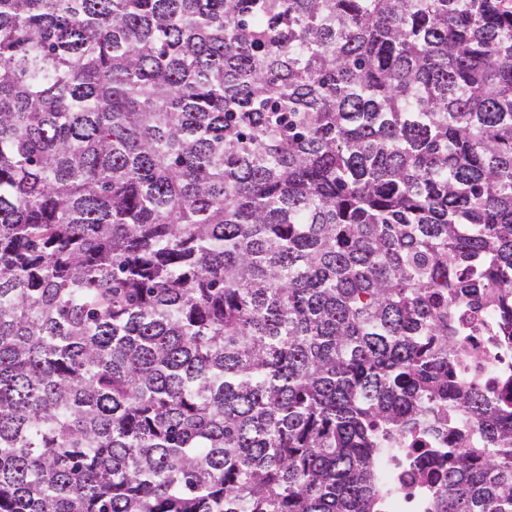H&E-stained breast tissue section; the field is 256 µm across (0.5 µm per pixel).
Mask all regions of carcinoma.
<instances>
[{"mask_svg": "<svg viewBox=\"0 0 512 512\" xmlns=\"http://www.w3.org/2000/svg\"><path fill=\"white\" fill-rule=\"evenodd\" d=\"M487 307L512 0H0V512H512ZM468 327L470 332L458 344L462 379H480L490 396L510 399L512 337L494 336L490 312L470 316ZM381 448L375 462L382 512H435L436 493L426 475H417L411 460L417 454L439 447L430 434L417 431Z\"/></svg>", "mask_w": 512, "mask_h": 512, "instance_id": "obj_1", "label": "carcinoma"}]
</instances>
